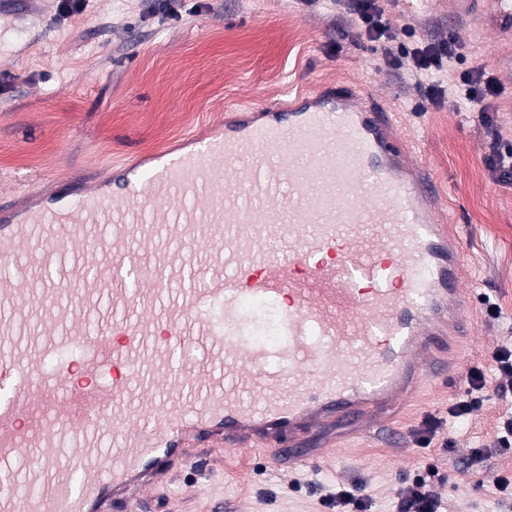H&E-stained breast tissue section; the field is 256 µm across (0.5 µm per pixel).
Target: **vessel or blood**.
Masks as SVG:
<instances>
[{
  "instance_id": "vessel-or-blood-1",
  "label": "vessel or blood",
  "mask_w": 512,
  "mask_h": 512,
  "mask_svg": "<svg viewBox=\"0 0 512 512\" xmlns=\"http://www.w3.org/2000/svg\"><path fill=\"white\" fill-rule=\"evenodd\" d=\"M349 100L0 210V512H139L174 456L285 455L447 378L472 330L460 238L387 113Z\"/></svg>"
}]
</instances>
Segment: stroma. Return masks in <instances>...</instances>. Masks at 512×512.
I'll use <instances>...</instances> for the list:
<instances>
[{
	"mask_svg": "<svg viewBox=\"0 0 512 512\" xmlns=\"http://www.w3.org/2000/svg\"><path fill=\"white\" fill-rule=\"evenodd\" d=\"M454 0H388L395 44L454 38L457 71L482 65L502 81L491 111L512 139V0H481L476 17L456 13ZM356 93L368 109L388 112L412 161L436 179L442 211L463 244L473 335L449 357V386L425 388L388 419L407 435L389 448L368 422L305 436L298 449L320 466L285 473L273 455H225L220 467L183 466L154 495L148 512L186 500L189 512H323L336 484L366 485L371 512H397V490L424 454L440 456L443 479L432 491L445 512H512L492 478L512 470V449L495 445L504 401L491 399L465 422L448 417L471 367L512 340V182L493 183L485 165L487 138L476 112L447 92L424 98L417 85L362 36L337 20L332 0H89L65 16L57 0H14L0 14V205L25 203L65 180L91 184L111 165L171 150L213 135L227 112L293 103L296 91ZM501 315L486 320L483 298ZM441 418L453 445L419 447L427 417ZM483 447L485 459H469Z\"/></svg>",
	"mask_w": 512,
	"mask_h": 512,
	"instance_id": "obj_1",
	"label": "stroma"
}]
</instances>
